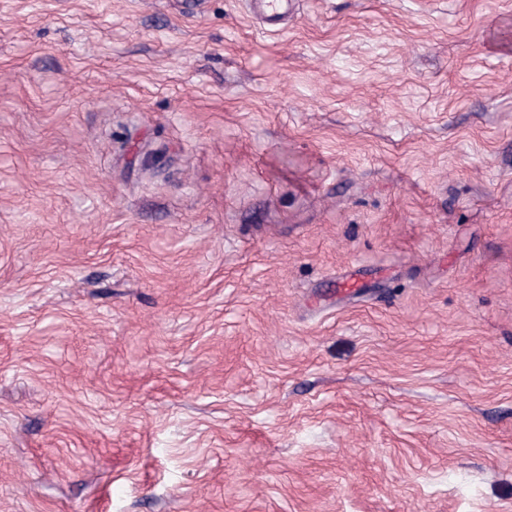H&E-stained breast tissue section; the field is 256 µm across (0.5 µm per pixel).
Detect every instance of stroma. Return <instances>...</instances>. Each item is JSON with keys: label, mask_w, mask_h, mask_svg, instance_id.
Wrapping results in <instances>:
<instances>
[{"label": "stroma", "mask_w": 512, "mask_h": 512, "mask_svg": "<svg viewBox=\"0 0 512 512\" xmlns=\"http://www.w3.org/2000/svg\"><path fill=\"white\" fill-rule=\"evenodd\" d=\"M247 3L0 0V512H512V0ZM293 0H250L254 11L259 15L263 33H274L281 30L279 21L288 14V8L295 3Z\"/></svg>", "instance_id": "obj_1"}]
</instances>
